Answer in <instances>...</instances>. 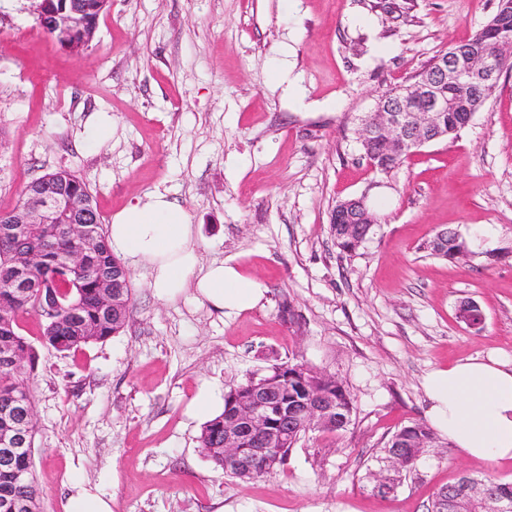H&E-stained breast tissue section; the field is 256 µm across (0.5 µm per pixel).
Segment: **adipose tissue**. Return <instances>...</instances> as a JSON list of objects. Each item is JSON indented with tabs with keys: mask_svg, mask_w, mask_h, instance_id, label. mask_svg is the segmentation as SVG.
<instances>
[{
	"mask_svg": "<svg viewBox=\"0 0 512 512\" xmlns=\"http://www.w3.org/2000/svg\"><path fill=\"white\" fill-rule=\"evenodd\" d=\"M113 251L151 271V286L162 300L186 290L233 316L263 299V282L226 262L202 265L188 213L159 192L136 200L107 226ZM430 427L463 456L512 460V366L494 358H469L424 379Z\"/></svg>",
	"mask_w": 512,
	"mask_h": 512,
	"instance_id": "obj_1",
	"label": "adipose tissue"
}]
</instances>
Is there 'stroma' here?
Returning a JSON list of instances; mask_svg holds the SVG:
<instances>
[{"label": "stroma", "instance_id": "35a3bbf8", "mask_svg": "<svg viewBox=\"0 0 512 512\" xmlns=\"http://www.w3.org/2000/svg\"><path fill=\"white\" fill-rule=\"evenodd\" d=\"M499 0H110L93 40L71 52L33 0H0V211L65 169L103 224L160 191L198 229L202 264L261 280L260 305L227 317L186 291L158 299L131 267L121 335L60 354L22 324L33 465L43 512H66L73 481L112 512H431L461 473L512 481V461L463 456L436 437L388 495L383 446L426 417L428 373L470 357L512 363V69L457 138L425 144L390 174L357 142L359 116ZM280 80H271L272 72ZM112 120L98 142L90 119ZM378 222L355 252L330 233L337 201ZM457 259L423 251L438 231ZM485 323L468 328L462 301ZM303 358L350 391L345 431L313 432L283 467L240 486L215 470L190 403L274 360ZM423 250L429 255L453 260L466 251L465 241L460 239L455 233L448 231V237L437 240L435 236L423 245Z\"/></svg>", "mask_w": 512, "mask_h": 512}]
</instances>
